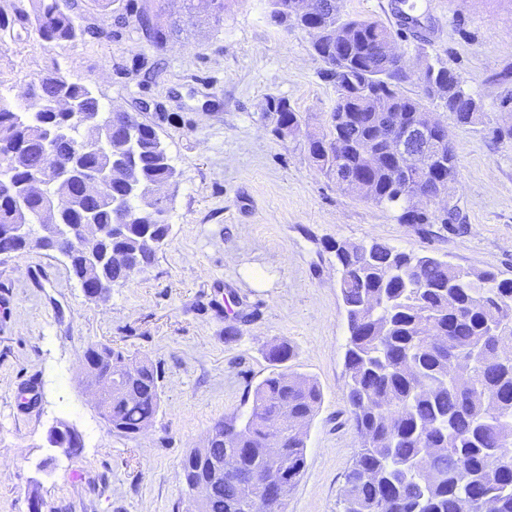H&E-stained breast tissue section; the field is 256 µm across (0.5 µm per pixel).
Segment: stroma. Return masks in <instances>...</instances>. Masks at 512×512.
Wrapping results in <instances>:
<instances>
[{"instance_id": "stroma-1", "label": "stroma", "mask_w": 512, "mask_h": 512, "mask_svg": "<svg viewBox=\"0 0 512 512\" xmlns=\"http://www.w3.org/2000/svg\"><path fill=\"white\" fill-rule=\"evenodd\" d=\"M418 26L394 0H340L350 18L394 33L409 69L438 60L480 99L479 122L456 127L443 103L425 110L449 126L457 174L451 224H400L391 211L319 174L306 137L321 133L336 92L309 34L269 18L268 0H225L213 14L165 0L179 31L159 47L139 17L153 0H70L85 34L63 45L22 31L17 0H0V97L18 103L52 65L101 104L141 113L176 170L169 234L153 262L103 298L84 295L55 251L0 255V512H185L181 461L219 421L244 417L274 367V341L294 349L285 371L317 381L322 403L306 428V463L285 512H342L345 474L360 438L346 404L349 336L330 245L378 239L475 272L512 279V0H421ZM270 97L302 116L279 137ZM261 279H254V271ZM237 334L226 337L224 330ZM157 367L161 407L144 433H113L81 373L93 345ZM82 438L69 454L48 442L58 425Z\"/></svg>"}]
</instances>
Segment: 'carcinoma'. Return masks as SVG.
I'll return each mask as SVG.
<instances>
[{"mask_svg": "<svg viewBox=\"0 0 512 512\" xmlns=\"http://www.w3.org/2000/svg\"><path fill=\"white\" fill-rule=\"evenodd\" d=\"M324 15L348 35L343 48L315 22L292 14L294 0H269L270 19L285 29L310 33L311 48L325 64L322 77L336 89L328 132L308 141L309 157L323 176L349 192L350 177L371 183L370 200L389 209L400 224H448V215L410 206L404 186L419 179L404 171L389 152L387 124L393 113L405 120L438 99L467 127L481 116V104L448 67L424 62L418 91H402L405 63L393 46L391 29L371 19L342 15L340 0H318ZM19 20L33 23L49 44L74 42L85 30L68 0H28ZM161 10L143 15L150 40L167 39L159 22ZM34 111L0 97V233L14 224L41 223L43 197L59 205L56 234L65 249L78 236L79 216L73 206L77 180H62L56 169L72 162L69 147L48 162L41 140L56 126L69 127L72 139L103 128V150L78 159L80 167L124 165L132 183L115 181L82 206L94 213L104 231L95 277L107 283L125 281V267L148 265L169 233L165 207L157 191L175 182L176 170L156 129L125 110H102L85 86L70 81L54 65L27 86ZM86 114V124L72 118V105ZM266 111L277 115L279 136L299 130L301 118L284 98L267 99ZM429 168L455 176L450 142L438 149ZM37 182L41 193L20 199L15 187ZM349 337L344 357L350 418L361 446L345 475L343 512H512V279L489 271L472 272L432 255L399 250L385 242H335ZM294 356L285 342L270 345L266 358L274 365ZM470 363L467 378H456V363ZM84 366L103 376L112 374V399L102 416L112 431L131 436L154 422L160 408L159 374L153 364L136 361L120 348L87 349ZM318 383L307 376L274 373L254 390L252 407L243 419L216 423L209 432L205 456L190 450L181 466L187 487L212 482L198 512H283L275 487H293L305 466V432L288 425L279 457L268 451L274 420L309 423L321 404ZM231 457L234 468L224 469ZM421 459L429 461L425 470Z\"/></svg>", "mask_w": 512, "mask_h": 512, "instance_id": "cac0c4a2", "label": "carcinoma"}]
</instances>
